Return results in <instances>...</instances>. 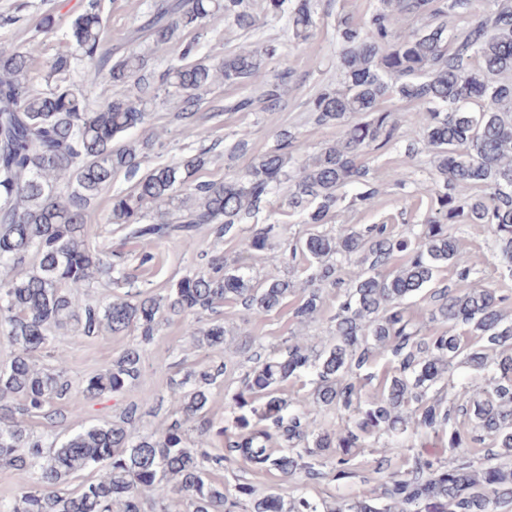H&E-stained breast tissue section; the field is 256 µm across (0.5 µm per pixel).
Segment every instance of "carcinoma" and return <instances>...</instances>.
<instances>
[{"label":"carcinoma","instance_id":"obj_1","mask_svg":"<svg viewBox=\"0 0 512 512\" xmlns=\"http://www.w3.org/2000/svg\"><path fill=\"white\" fill-rule=\"evenodd\" d=\"M472 0H376L363 22L338 21L341 49L336 83L310 103L318 125H335L341 136L316 154L297 162L284 138L278 147L257 158L241 176L224 181H194L206 163V152L184 156L150 169L126 193L112 197V223L122 224L132 239L167 240L196 237L204 225L216 235L256 219L271 197L287 187L288 214L309 224H323L346 200L343 189L365 180L363 152L380 150L397 135L393 114L380 108L391 96L424 106L418 122L420 138L435 168L434 209L421 234L396 238L387 225L345 228L338 236L313 233L291 244L292 257L310 262L295 317H312L322 308V288L342 284L338 272L358 267L346 299L336 313V342L313 355L299 342L278 356L259 357L233 398L230 426L217 427L206 386L224 374L225 365L170 381L171 399L180 416L162 430L138 428V406L129 404L105 424L64 432L45 446L33 439L24 418L38 414L53 428L64 430L78 408L77 396L94 399L121 395L141 377L143 346L153 342L160 318L193 315L190 338L199 348L224 342V323L202 320V314L224 302L242 306L260 319L278 308L294 286L271 278L256 282L245 268L228 264L221 255L181 278L164 295L112 262V246L88 243L93 230L88 210L99 192L120 172L135 176L148 142L118 143L143 123L147 104L163 89H175L176 119L196 122L203 92L213 68L190 60L193 47L180 50V64L162 75L159 85L141 75L145 57L133 44L151 40L168 44L182 28L216 16L240 29L256 25L250 0H152L141 25L128 38L127 50L103 48L104 0H87L72 20L64 41L68 50L49 61L47 90L26 85L29 52L0 53V263L31 266L0 280V326L15 348L9 364L0 367V466L17 477L22 491L0 502V512H169L172 496L185 498L191 512H318L304 496L286 503L277 494L254 495L241 484L229 498L211 470L224 467V456L188 446L187 423L224 441L250 464L300 475L324 477L317 458L332 448H359L373 435L388 434L375 470H398L409 430L443 435L453 458L416 456L410 469L385 483L380 501L356 499L338 512H496L512 502V319L502 312L507 296L471 280V259L455 243L450 224L464 217L485 224L500 241L499 259L512 276V0H489L486 13L465 31L448 27V12L465 13ZM266 15L286 19L293 40L304 42L316 25V0H266ZM410 19L425 21L409 29ZM272 44L263 49L224 56L219 70L224 82L261 86L264 108L281 107L285 75L267 77ZM79 56L86 81H69L71 60ZM101 78L135 83L136 95L111 97L89 107L87 89ZM68 188L61 194L60 183ZM460 187L488 190L485 196L463 199ZM178 203L174 222H152L158 208ZM270 228H259L243 241L245 249H267ZM397 253L408 259L389 274L382 273ZM451 265L456 279L434 287L441 268ZM125 289L105 300L79 303L77 294L95 278ZM429 288L431 319L448 328L431 336L407 315L405 300ZM462 325L474 339L463 342L454 332ZM73 326L87 337L137 332L131 344L102 372L86 379L79 395L56 356L57 366L39 368L34 354L52 344V332ZM391 356L394 374L378 396L361 404L366 380L362 372L375 350ZM459 362L485 375L486 384L473 390L469 407L445 405L429 396ZM312 370L317 386L311 400L289 410L280 385ZM322 407L344 412L336 430L316 434L307 415ZM473 421L471 430L458 427L459 414ZM279 440V454L270 448ZM491 441L497 451L477 468L469 451ZM95 472L78 489L68 490L72 476Z\"/></svg>","mask_w":512,"mask_h":512}]
</instances>
